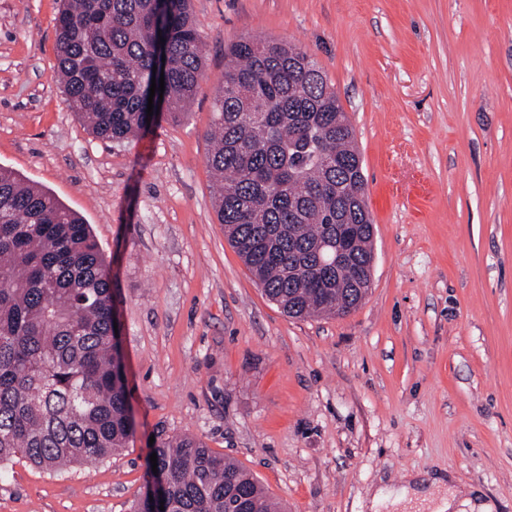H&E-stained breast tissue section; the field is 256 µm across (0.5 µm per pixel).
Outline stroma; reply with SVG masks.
I'll return each mask as SVG.
<instances>
[{
	"label": "stroma",
	"instance_id": "1",
	"mask_svg": "<svg viewBox=\"0 0 512 512\" xmlns=\"http://www.w3.org/2000/svg\"><path fill=\"white\" fill-rule=\"evenodd\" d=\"M60 8L0 0V166L90 224L135 433L61 474L0 468V512H130L161 431L284 512H404L410 476L437 473L454 512H512V0H192L189 114L123 144L65 100ZM243 38L311 55L355 129L374 260L347 315L288 317L224 236L206 135Z\"/></svg>",
	"mask_w": 512,
	"mask_h": 512
}]
</instances>
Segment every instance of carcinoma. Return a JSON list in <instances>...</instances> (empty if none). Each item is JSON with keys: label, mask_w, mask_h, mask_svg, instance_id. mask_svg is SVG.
<instances>
[{"label": "carcinoma", "mask_w": 512, "mask_h": 512, "mask_svg": "<svg viewBox=\"0 0 512 512\" xmlns=\"http://www.w3.org/2000/svg\"><path fill=\"white\" fill-rule=\"evenodd\" d=\"M159 27L164 92L149 116ZM201 45L191 0H63L56 24L69 106L108 142L187 116ZM225 56L207 155L224 234L288 316L345 315L368 294L358 285L373 254L355 130L297 46L242 39ZM343 228L348 256L338 264ZM114 323L112 280L90 225L0 167V466L22 460L63 473L127 447L134 420ZM152 448L150 477L164 480L168 512H281L253 472L197 437L162 433Z\"/></svg>", "instance_id": "1"}]
</instances>
